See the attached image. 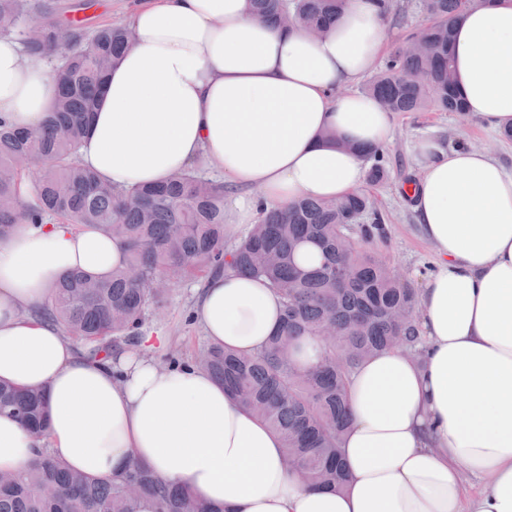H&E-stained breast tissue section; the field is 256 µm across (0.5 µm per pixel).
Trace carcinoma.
<instances>
[{
	"label": "carcinoma",
	"instance_id": "1",
	"mask_svg": "<svg viewBox=\"0 0 512 512\" xmlns=\"http://www.w3.org/2000/svg\"><path fill=\"white\" fill-rule=\"evenodd\" d=\"M348 0H248L249 9L278 27L297 26L313 35L341 15ZM385 21L406 29L405 40L363 88L394 114L464 112L453 75L457 19L475 0H421L429 23L406 28L407 14L392 0H373ZM0 35H14L26 51L57 58V99L40 128L21 131L0 118V239L22 221L42 224L56 216L96 226L126 247L124 264L107 278L79 272L62 276L32 313L56 326L77 350L104 360L140 345L151 311L167 289L202 273L247 274L269 283L282 301V325L261 350L242 356L207 345L191 361L224 384L234 399L281 438L291 468L311 488L341 490L347 474L341 437L350 423V375L368 357L392 348L418 353L415 311L419 292L394 275L375 253L348 259L351 239L369 245L383 231L384 216L360 189L334 200L301 198L285 208L258 211L241 240L225 248L224 183L191 168L161 185L117 188L79 161L99 91L120 54L133 42L128 23L89 30L61 0H0ZM367 184L389 177L381 147L367 148ZM32 159L44 165L31 178L33 199L21 205L16 184ZM320 262L300 261L303 247ZM336 325L315 365L294 361L301 338H322ZM18 418L31 432L48 425L45 391L0 382V414ZM0 512H224L190 493L156 480L131 459L116 475L90 476L70 469L48 449L0 482Z\"/></svg>",
	"mask_w": 512,
	"mask_h": 512
}]
</instances>
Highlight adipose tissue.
Returning a JSON list of instances; mask_svg holds the SVG:
<instances>
[{
	"label": "adipose tissue",
	"instance_id": "ef3b65f1",
	"mask_svg": "<svg viewBox=\"0 0 512 512\" xmlns=\"http://www.w3.org/2000/svg\"><path fill=\"white\" fill-rule=\"evenodd\" d=\"M134 45L113 67L81 162L114 186L166 180L206 161L238 189L232 219L259 206L331 199L363 187L361 153L387 147L392 113L351 84L376 66L386 23L349 0L329 33L278 30L246 0H140ZM455 90L489 127L512 126V0H481L455 25ZM56 98L48 57L0 37V115L33 128ZM407 191L434 248L420 290L423 352L377 354L353 372L340 492L292 476L282 443L207 372L159 366L166 344L91 362L31 315L58 277L104 278L123 246L86 225L18 224L0 240V379L46 387L49 430L0 415V471L45 448L93 476L136 452L154 477L226 512H512V170L432 138L415 146ZM194 316L209 344L262 349L282 322L265 281L215 273Z\"/></svg>",
	"mask_w": 512,
	"mask_h": 512
}]
</instances>
